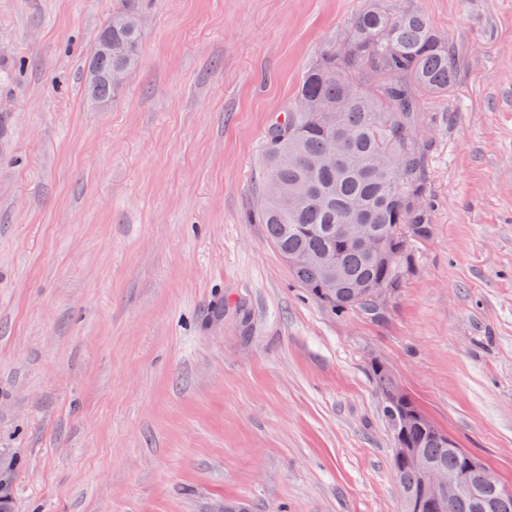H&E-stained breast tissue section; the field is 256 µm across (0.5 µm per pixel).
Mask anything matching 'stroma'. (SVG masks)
<instances>
[{
    "instance_id": "stroma-1",
    "label": "stroma",
    "mask_w": 512,
    "mask_h": 512,
    "mask_svg": "<svg viewBox=\"0 0 512 512\" xmlns=\"http://www.w3.org/2000/svg\"><path fill=\"white\" fill-rule=\"evenodd\" d=\"M364 0H0V462L16 512H402L371 368L512 488V0H413L430 237L387 318L311 298L248 215L269 126ZM131 2L135 1H122L121 6L112 12V20L101 28L95 48L90 55L89 73L93 64L98 65L99 69L103 72L107 71L112 65L103 77L106 81H100L95 87L97 99L108 100L112 98L117 90L116 87L123 85L127 73L138 67L140 63V17L134 12ZM130 20H134L137 24L135 26L130 25ZM110 28V35L101 43L102 36ZM99 51L101 54L112 55V60L101 57ZM114 68H123L127 73L119 69L112 70ZM99 78L98 71L95 68H91V86H94Z\"/></svg>"
}]
</instances>
